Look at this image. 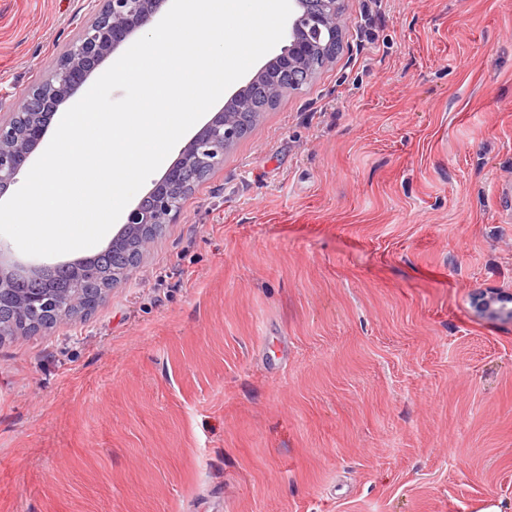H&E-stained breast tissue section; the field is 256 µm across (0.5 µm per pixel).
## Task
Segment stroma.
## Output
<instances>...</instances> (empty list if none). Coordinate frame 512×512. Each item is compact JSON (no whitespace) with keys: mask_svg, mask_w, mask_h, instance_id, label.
<instances>
[{"mask_svg":"<svg viewBox=\"0 0 512 512\" xmlns=\"http://www.w3.org/2000/svg\"><path fill=\"white\" fill-rule=\"evenodd\" d=\"M94 0H0V113ZM91 311L0 341V512H512V0H345ZM489 298H493L496 301V305L494 307H489L488 302ZM512 303V291L510 288L508 289H499L496 292L490 293H478L474 294L472 297V304L475 310L481 314H488L491 316H496L498 314H506L512 318V310L511 306L508 307V304Z\"/></svg>","mask_w":512,"mask_h":512,"instance_id":"stroma-1","label":"stroma"}]
</instances>
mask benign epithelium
Wrapping results in <instances>:
<instances>
[{
	"instance_id": "obj_1",
	"label": "benign epithelium",
	"mask_w": 512,
	"mask_h": 512,
	"mask_svg": "<svg viewBox=\"0 0 512 512\" xmlns=\"http://www.w3.org/2000/svg\"><path fill=\"white\" fill-rule=\"evenodd\" d=\"M92 21L57 59L49 78L32 87L22 102L0 118V195L17 182L35 149L44 138L51 117L88 80L91 73L143 30L166 0H97ZM295 8L285 29L284 45L274 58L231 97L224 107L181 148L178 160L156 181L152 189L129 210L121 230L108 245L114 263H107V250L53 267L8 269L0 264V304L14 314L0 324V337L25 336L17 324L37 323L46 315L58 322L94 308L108 289L90 291L91 280L108 281L118 271L115 259L130 262L153 247L158 231L175 224L181 215L178 195L194 186L203 170L224 162V155L247 133V118L258 100L278 99L285 92L299 91L318 73L315 62H333L341 44L344 0H291ZM112 281V280H110ZM117 284V281H112ZM512 290L473 295L472 304L481 314H506L512 318Z\"/></svg>"
}]
</instances>
